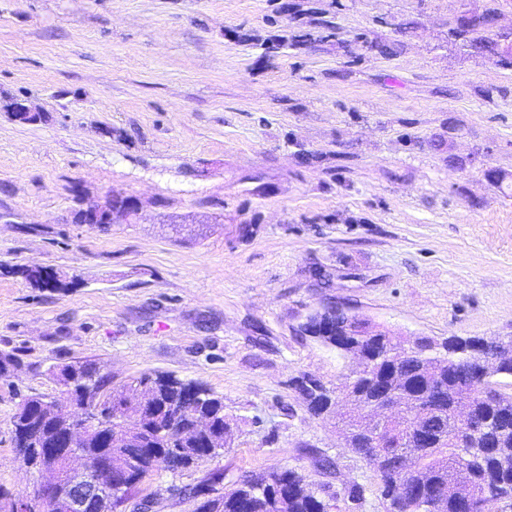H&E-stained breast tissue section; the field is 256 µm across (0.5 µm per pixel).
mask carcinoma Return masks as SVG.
Masks as SVG:
<instances>
[{
  "label": "carcinoma",
  "mask_w": 512,
  "mask_h": 512,
  "mask_svg": "<svg viewBox=\"0 0 512 512\" xmlns=\"http://www.w3.org/2000/svg\"><path fill=\"white\" fill-rule=\"evenodd\" d=\"M487 32L486 23L479 22L455 25L448 34L473 54L512 66V48L501 50L500 35ZM6 273L21 275L41 291L61 292L74 285L50 267H11ZM345 321V315L333 312L321 320L311 318L299 332L344 357L372 348L371 341L378 337L386 340V352L354 379L346 376L330 387L318 378L303 376L294 382V389L307 410L322 418L332 413L331 396L336 393L365 397L368 410L354 406L338 413L340 431L345 440L357 443L355 452L361 458H384L372 472L387 512H457L456 501L463 494L492 512L498 502L512 499V382L506 381L512 378V337L450 336L440 344L430 341L407 350L402 337L373 322L356 323L352 335L346 336ZM479 352L497 357V366L484 378L478 375L475 361ZM19 365L15 354L0 352V380L9 379ZM393 369L400 374L404 413L388 416L389 432L397 445L381 448L373 443L369 424L378 416L377 391L386 387V375ZM60 371L77 409L84 389L109 398L119 391L113 413L89 426L82 444L112 463L113 477L120 485L112 510L137 498L138 484L146 476L161 470L180 474L215 457L212 449L233 433L232 419L224 413V397L201 383L163 372L144 373L114 390L92 361L68 363ZM464 392L478 427L461 443L455 403ZM421 405L427 410L423 429L433 437L429 447L420 444L417 436H408L406 426V415ZM191 414L206 418L207 427L184 436L180 428ZM68 418L52 411L41 394L20 396L10 418L15 458L38 471L45 449L67 446L62 426ZM163 429L171 431L174 447L188 452L169 451L168 441L159 435ZM130 458L137 460L131 470L127 468ZM223 481L224 472L216 470L191 487L172 488V496L192 498L194 512H328L325 497L335 498L324 486L313 489L306 475L292 468L244 475L221 491L217 486Z\"/></svg>",
  "instance_id": "cac0c4a2"
}]
</instances>
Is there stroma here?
Here are the masks:
<instances>
[{
	"label": "stroma",
	"instance_id": "35a3bbf8",
	"mask_svg": "<svg viewBox=\"0 0 512 512\" xmlns=\"http://www.w3.org/2000/svg\"><path fill=\"white\" fill-rule=\"evenodd\" d=\"M459 3L512 28V0H0V265L76 281L0 275V350L22 361L0 380V487L39 479L16 395L61 397L55 367L92 359L116 386L200 382L234 420L218 457L144 479L157 512H193L169 488L211 470L288 468L385 512L293 388L353 360L298 327L340 303L394 334L512 336V69L449 38ZM112 195L137 214L72 223ZM7 274H19L30 285L31 288L37 290H49L55 292L66 291L74 285L73 280H67L65 276L50 267L27 266V267H10L5 271Z\"/></svg>",
	"mask_w": 512,
	"mask_h": 512
}]
</instances>
